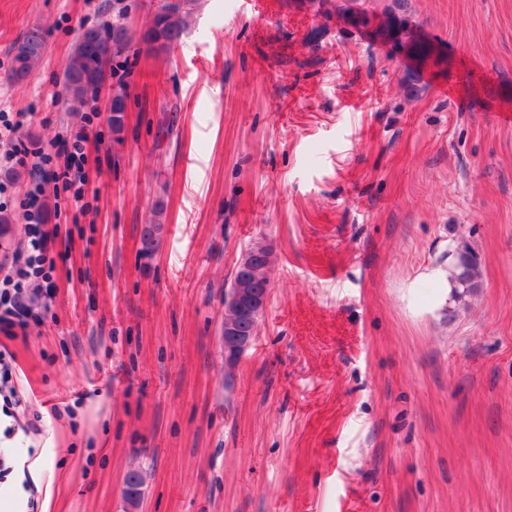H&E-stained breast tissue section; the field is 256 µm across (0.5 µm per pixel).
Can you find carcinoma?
I'll list each match as a JSON object with an SVG mask.
<instances>
[{
	"label": "carcinoma",
	"instance_id": "carcinoma-1",
	"mask_svg": "<svg viewBox=\"0 0 512 512\" xmlns=\"http://www.w3.org/2000/svg\"><path fill=\"white\" fill-rule=\"evenodd\" d=\"M396 14L401 17V24L392 29L390 39L410 47L413 56L427 61L432 53L429 44L421 41L415 30L404 18L407 0H392ZM198 0H174L163 6V11L155 12L140 42L155 53L166 52L175 46L183 33L191 25ZM133 35L129 29L116 23H100L82 29L74 48L66 61L64 91L67 103L75 112L87 103L90 86L103 84L107 67H112V74H117L121 65L118 59L132 47ZM47 41L45 31L39 26L29 29L12 46V68L10 78L19 81L26 78L38 68L46 54ZM128 92L123 77H118L112 85V132L118 134L125 126ZM479 276V267L475 257L466 263H460L455 269V279L461 284L473 288Z\"/></svg>",
	"mask_w": 512,
	"mask_h": 512
}]
</instances>
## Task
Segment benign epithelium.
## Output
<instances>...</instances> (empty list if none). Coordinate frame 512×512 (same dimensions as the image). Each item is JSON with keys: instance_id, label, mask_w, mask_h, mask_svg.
I'll return each instance as SVG.
<instances>
[{"instance_id": "1", "label": "benign epithelium", "mask_w": 512, "mask_h": 512, "mask_svg": "<svg viewBox=\"0 0 512 512\" xmlns=\"http://www.w3.org/2000/svg\"><path fill=\"white\" fill-rule=\"evenodd\" d=\"M391 14L374 12L368 22L366 33L369 37L381 40ZM270 255L259 246L247 249L239 260L234 275V290L224 297V309L233 316L224 318L222 336L224 342V374L230 376L243 353L252 344L254 337L242 336L238 329V318L246 312L251 315L262 313L267 305V296L257 294L252 284L258 275H268Z\"/></svg>"}]
</instances>
